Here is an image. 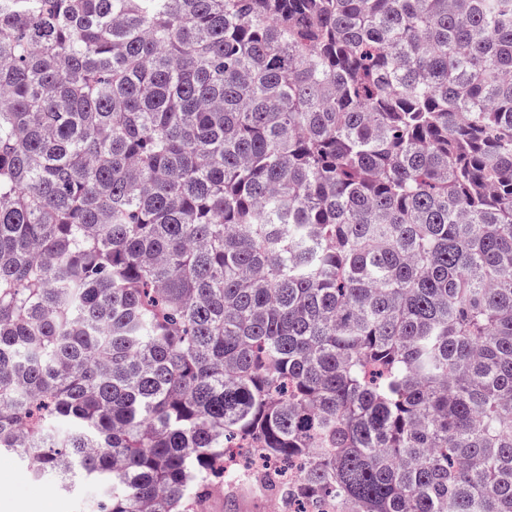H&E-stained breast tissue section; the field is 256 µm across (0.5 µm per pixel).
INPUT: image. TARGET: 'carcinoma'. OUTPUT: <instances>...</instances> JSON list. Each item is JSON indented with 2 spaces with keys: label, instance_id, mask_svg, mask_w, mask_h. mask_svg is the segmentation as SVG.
I'll list each match as a JSON object with an SVG mask.
<instances>
[{
  "label": "carcinoma",
  "instance_id": "carcinoma-1",
  "mask_svg": "<svg viewBox=\"0 0 512 512\" xmlns=\"http://www.w3.org/2000/svg\"><path fill=\"white\" fill-rule=\"evenodd\" d=\"M512 512V0H0V454L204 512ZM250 453H252L251 449L248 448H230L229 456L224 460L225 471L235 473L237 479L261 474L268 480L275 469V464L259 460L257 454L250 455ZM250 456H252L250 462L244 463L246 457Z\"/></svg>",
  "mask_w": 512,
  "mask_h": 512
}]
</instances>
